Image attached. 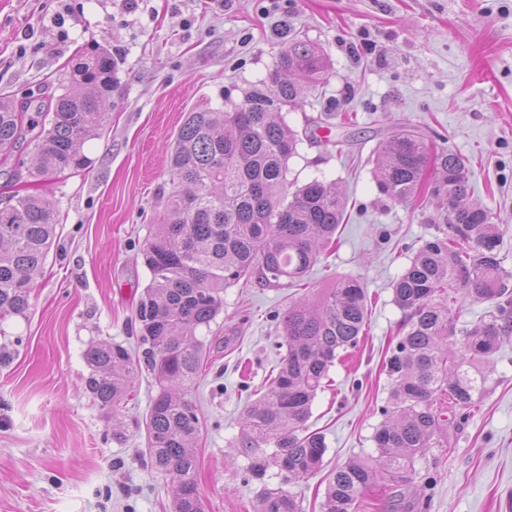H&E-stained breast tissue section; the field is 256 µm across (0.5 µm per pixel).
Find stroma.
I'll list each match as a JSON object with an SVG mask.
<instances>
[{"label": "stroma", "mask_w": 512, "mask_h": 512, "mask_svg": "<svg viewBox=\"0 0 512 512\" xmlns=\"http://www.w3.org/2000/svg\"><path fill=\"white\" fill-rule=\"evenodd\" d=\"M292 37L320 46L328 70L302 108L283 112L309 135L288 162V189L336 183L346 219L304 285H229L198 332L204 512H257L269 490L321 512L331 471L376 456L385 362L403 318L391 283L433 232L417 204L383 195L373 177V151L399 125L466 158L471 201L508 227L499 259L512 271V0H0V91L21 102L59 96L71 57L93 45L118 78L102 134L85 145L90 170L47 186L60 222L30 309L0 318V512H170V483L147 452L153 377L139 372L110 417L84 388V352L102 340L137 349L135 307L151 278L139 250L163 212L184 113L227 110L269 88ZM342 275L363 282L368 315L312 403L323 463L290 483L272 471L253 479L235 444L245 407L287 352L281 320ZM490 369L478 405L452 419L447 447L417 455L404 500L391 489L359 512H512V337Z\"/></svg>", "instance_id": "stroma-1"}]
</instances>
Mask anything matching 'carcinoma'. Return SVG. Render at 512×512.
<instances>
[{"label":"carcinoma","instance_id":"carcinoma-1","mask_svg":"<svg viewBox=\"0 0 512 512\" xmlns=\"http://www.w3.org/2000/svg\"><path fill=\"white\" fill-rule=\"evenodd\" d=\"M326 69L320 48L292 38L279 55L274 89L253 90L224 112L195 108L176 134L172 191L141 250L151 279L135 312L139 360L160 386L146 420L149 456L173 487L171 512H202L194 454L199 417L188 398L204 361L197 330L219 314L229 284L307 278L342 223L346 199L335 186L314 178L287 193L288 162L302 139L281 110L301 105L299 80L313 85ZM116 84L112 55L97 47L76 59L66 91L33 114L30 104L0 94V162L27 138L34 148L29 176L51 182L86 172L84 146L104 126ZM373 173L382 194L432 205L441 223L392 283L405 319L386 361L390 396L374 435L378 458L337 468L322 512H357L365 491L404 479L422 449L444 447L448 411L473 407L488 381L489 358L512 333V273L499 261L502 225L468 201L467 160L403 127L377 147ZM57 224V209L43 194L0 202V317L28 312ZM466 300L492 302L494 310L459 326L453 313ZM367 306L366 289L344 275L322 297L288 309L287 354L241 418L238 448L253 477L274 464L287 480H299L321 465L327 445L307 426L312 401L339 350L358 345ZM84 359L86 389L102 410L117 411L137 375L129 351L100 341ZM258 512L301 509L294 497L270 491Z\"/></svg>","mask_w":512,"mask_h":512}]
</instances>
